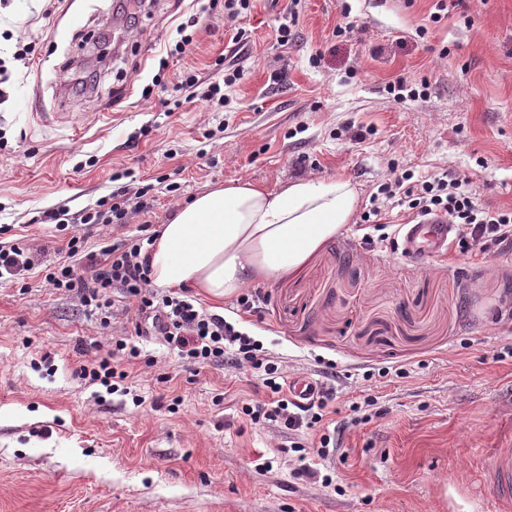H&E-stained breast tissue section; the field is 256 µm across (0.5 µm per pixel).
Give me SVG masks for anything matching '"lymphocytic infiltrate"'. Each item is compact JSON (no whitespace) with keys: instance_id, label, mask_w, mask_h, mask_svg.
I'll use <instances>...</instances> for the list:
<instances>
[{"instance_id":"1","label":"lymphocytic infiltrate","mask_w":512,"mask_h":512,"mask_svg":"<svg viewBox=\"0 0 512 512\" xmlns=\"http://www.w3.org/2000/svg\"><path fill=\"white\" fill-rule=\"evenodd\" d=\"M240 78L239 69H227L220 81L202 83L194 70L180 76L179 87L188 98L201 101L205 107L223 101L224 90ZM387 178L372 195L369 212L363 222L380 216L381 200H393L415 217L443 216L453 232L460 253L473 254L489 246H512V209H500L479 203L466 173H433L416 177L413 170L387 165ZM149 186L130 189L123 184L94 207L78 214L68 208L48 209L37 216L40 224L72 226L73 231L52 265L37 269L34 248L27 237L0 243V279L40 270L45 286L75 295L83 306L100 316L101 325H109L114 302L112 292H119L135 311L134 338H119L112 343L111 356L80 361L76 373L82 379L113 387L126 382L129 369L141 357L138 339L158 341L176 354L180 363L195 371L205 366L232 361L238 368L250 371L261 382L264 399L242 404L240 414L252 423L267 421L297 431L313 429L322 423L331 401L323 384L310 386L309 395L295 399L287 393L286 366L265 351L261 341L241 330L225 316L197 307L188 289H155L151 281L149 256L141 235L129 236L125 228L133 214L150 209ZM120 230L98 256L85 257L87 231L94 227Z\"/></svg>"}]
</instances>
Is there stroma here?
<instances>
[{"label":"stroma","instance_id":"1","mask_svg":"<svg viewBox=\"0 0 512 512\" xmlns=\"http://www.w3.org/2000/svg\"><path fill=\"white\" fill-rule=\"evenodd\" d=\"M126 7L0 0V58L18 28L35 43L32 71L6 83L0 104V225L29 236L43 262L69 233L34 216L95 206L126 169L154 186L130 235L231 181L341 178L364 212L391 161L472 173L481 203L512 209V0H255L244 45L225 33L219 0H154L133 39ZM292 10L284 50L275 31ZM195 13V53L165 59ZM346 18L353 33L334 36ZM104 38L112 51L92 85L64 86L65 66ZM221 59L243 78L210 112L178 76L222 78ZM158 73L160 103L143 109ZM399 78L428 80L425 96L394 100L385 86ZM361 237L346 225L297 275L261 285L259 316L239 322L298 375L328 378L336 449L317 464L335 469V487L294 476L283 453L318 432L242 422L259 382L234 363L193 374L144 341L129 392L78 378L81 357L108 356L134 326L117 313L101 327L32 275L24 289L0 282V512H476L492 451L512 433V249L417 264ZM368 382L374 405L351 411Z\"/></svg>","mask_w":512,"mask_h":512}]
</instances>
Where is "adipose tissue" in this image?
Segmentation results:
<instances>
[{
  "label": "adipose tissue",
  "mask_w": 512,
  "mask_h": 512,
  "mask_svg": "<svg viewBox=\"0 0 512 512\" xmlns=\"http://www.w3.org/2000/svg\"><path fill=\"white\" fill-rule=\"evenodd\" d=\"M358 204L354 187L341 179H301L275 190L237 181L216 187L156 229L152 283L188 286L223 305L247 285L299 270L352 222Z\"/></svg>",
  "instance_id": "obj_1"
}]
</instances>
